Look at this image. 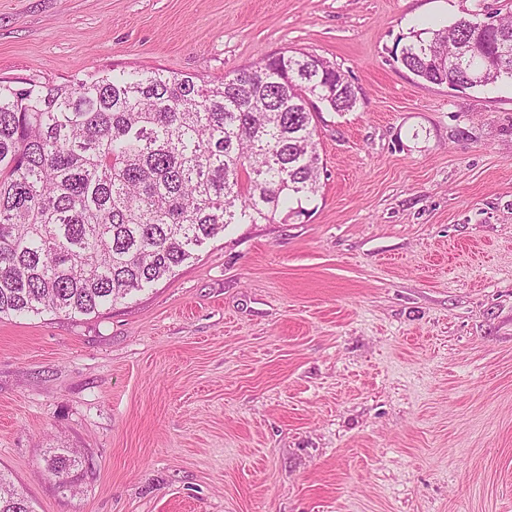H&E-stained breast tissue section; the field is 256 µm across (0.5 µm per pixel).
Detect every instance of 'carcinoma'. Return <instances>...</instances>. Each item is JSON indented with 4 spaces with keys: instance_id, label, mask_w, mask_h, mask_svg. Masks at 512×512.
Listing matches in <instances>:
<instances>
[{
    "instance_id": "carcinoma-1",
    "label": "carcinoma",
    "mask_w": 512,
    "mask_h": 512,
    "mask_svg": "<svg viewBox=\"0 0 512 512\" xmlns=\"http://www.w3.org/2000/svg\"><path fill=\"white\" fill-rule=\"evenodd\" d=\"M400 62L451 89L512 80V16L480 6L413 34ZM318 102L346 112L357 91L306 52L217 81L144 68L54 86L0 81V318L97 315L230 225L275 223L318 191ZM77 466L71 448L47 460L63 480ZM0 512H34L2 472Z\"/></svg>"
}]
</instances>
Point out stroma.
Returning a JSON list of instances; mask_svg holds the SVG:
<instances>
[{
	"instance_id": "1",
	"label": "stroma",
	"mask_w": 512,
	"mask_h": 512,
	"mask_svg": "<svg viewBox=\"0 0 512 512\" xmlns=\"http://www.w3.org/2000/svg\"><path fill=\"white\" fill-rule=\"evenodd\" d=\"M512 0H0V80L315 54L302 212L96 316L0 320V471L35 512H512V81L407 71ZM56 448L79 452L68 480ZM79 457L72 448H56L47 460L48 471L55 477L65 480L70 471L79 466Z\"/></svg>"
}]
</instances>
